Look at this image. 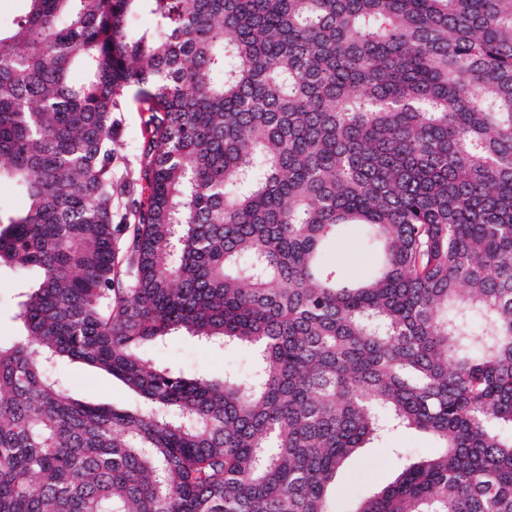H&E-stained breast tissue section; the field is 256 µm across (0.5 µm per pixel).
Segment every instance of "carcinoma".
Listing matches in <instances>:
<instances>
[{"label":"carcinoma","instance_id":"carcinoma-1","mask_svg":"<svg viewBox=\"0 0 512 512\" xmlns=\"http://www.w3.org/2000/svg\"><path fill=\"white\" fill-rule=\"evenodd\" d=\"M24 2L0 267L40 282L0 339V512H335L399 429L436 450L352 512H512V0ZM349 230L375 263L344 283ZM177 333L256 349L251 373L139 354ZM63 361L142 405L70 396ZM149 114L148 112H139V103L133 98L128 100L124 112L117 113L120 123L116 131V140L122 145L118 151L116 162L119 173L124 171L125 164L132 169L136 165ZM27 199L8 180L0 181V209L4 213L23 212Z\"/></svg>","mask_w":512,"mask_h":512}]
</instances>
